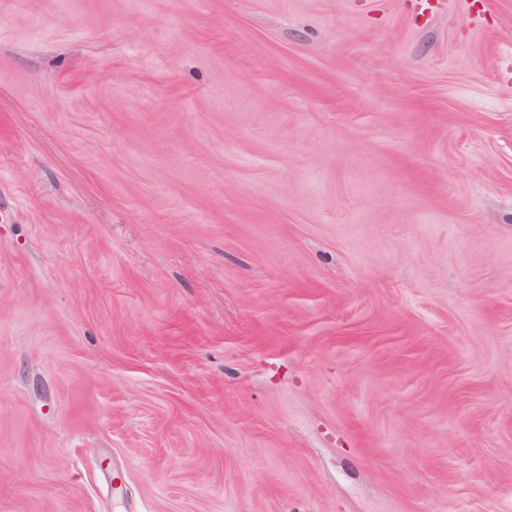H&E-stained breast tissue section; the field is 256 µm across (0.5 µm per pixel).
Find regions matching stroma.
<instances>
[{"label": "stroma", "instance_id": "stroma-1", "mask_svg": "<svg viewBox=\"0 0 512 512\" xmlns=\"http://www.w3.org/2000/svg\"><path fill=\"white\" fill-rule=\"evenodd\" d=\"M0 512H512V0H0Z\"/></svg>", "mask_w": 512, "mask_h": 512}]
</instances>
